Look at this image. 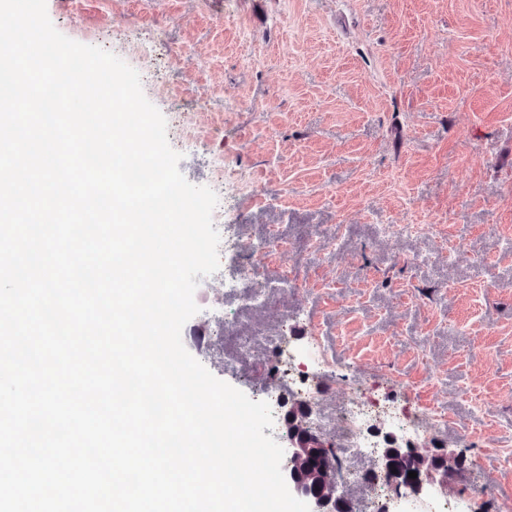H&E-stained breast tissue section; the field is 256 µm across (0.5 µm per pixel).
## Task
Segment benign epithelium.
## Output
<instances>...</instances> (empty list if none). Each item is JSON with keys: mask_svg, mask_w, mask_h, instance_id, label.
<instances>
[{"mask_svg": "<svg viewBox=\"0 0 512 512\" xmlns=\"http://www.w3.org/2000/svg\"><path fill=\"white\" fill-rule=\"evenodd\" d=\"M285 435L282 437L284 444V474L288 489L296 497L306 501L310 505V512H338L342 507L343 496L332 490L327 492L317 488L301 477L299 466L310 448H328L325 441L311 428H306L302 434L292 429V417L283 416ZM385 441L393 444L398 450L412 451L415 454H424L443 459L448 457L443 448H410L409 443L397 437L394 432L385 434ZM390 485L398 498H418L429 487L441 490L448 486V470L445 467H432L417 472V477L412 479L403 475L390 474Z\"/></svg>", "mask_w": 512, "mask_h": 512, "instance_id": "benign-epithelium-1", "label": "benign epithelium"}]
</instances>
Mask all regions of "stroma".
Here are the masks:
<instances>
[{
  "label": "stroma",
  "mask_w": 512,
  "mask_h": 512,
  "mask_svg": "<svg viewBox=\"0 0 512 512\" xmlns=\"http://www.w3.org/2000/svg\"><path fill=\"white\" fill-rule=\"evenodd\" d=\"M55 28L135 69L179 169L225 223L293 246L305 292L245 306L202 278L182 329L257 398L270 348L319 337L318 433L349 389L448 412L464 458L432 512L512 499V0H46ZM238 174L220 185L218 159Z\"/></svg>",
  "instance_id": "obj_1"
}]
</instances>
